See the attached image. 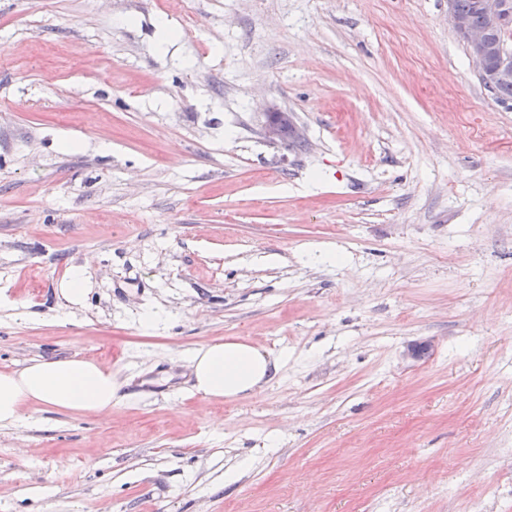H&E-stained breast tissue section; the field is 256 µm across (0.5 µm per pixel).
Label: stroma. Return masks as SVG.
<instances>
[{"instance_id":"35a3bbf8","label":"stroma","mask_w":512,"mask_h":512,"mask_svg":"<svg viewBox=\"0 0 512 512\" xmlns=\"http://www.w3.org/2000/svg\"><path fill=\"white\" fill-rule=\"evenodd\" d=\"M1 289L0 371L122 386L0 427V512H512V103L448 0H0ZM216 342L283 361L207 398ZM286 123L291 124L287 112L277 110L268 112L264 125L265 137L272 142H284L283 126Z\"/></svg>"}]
</instances>
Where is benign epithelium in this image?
<instances>
[{
  "instance_id": "1",
  "label": "benign epithelium",
  "mask_w": 512,
  "mask_h": 512,
  "mask_svg": "<svg viewBox=\"0 0 512 512\" xmlns=\"http://www.w3.org/2000/svg\"><path fill=\"white\" fill-rule=\"evenodd\" d=\"M448 21L455 33L469 47L470 56L479 76L487 88L512 81V49L507 44L500 45L498 64L489 70L485 65L489 35L487 31L471 27L467 18L455 8L453 0H448ZM290 122L288 113L273 110L267 113L264 135L272 142H284L283 126Z\"/></svg>"
}]
</instances>
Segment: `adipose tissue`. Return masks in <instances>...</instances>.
Wrapping results in <instances>:
<instances>
[{
    "mask_svg": "<svg viewBox=\"0 0 512 512\" xmlns=\"http://www.w3.org/2000/svg\"><path fill=\"white\" fill-rule=\"evenodd\" d=\"M196 391L233 399L254 393L272 378L276 359L244 343H215L190 358ZM118 388L111 367L94 360L37 362L0 372V425L25 426L29 404L61 410L108 411Z\"/></svg>",
    "mask_w": 512,
    "mask_h": 512,
    "instance_id": "adipose-tissue-1",
    "label": "adipose tissue"
}]
</instances>
